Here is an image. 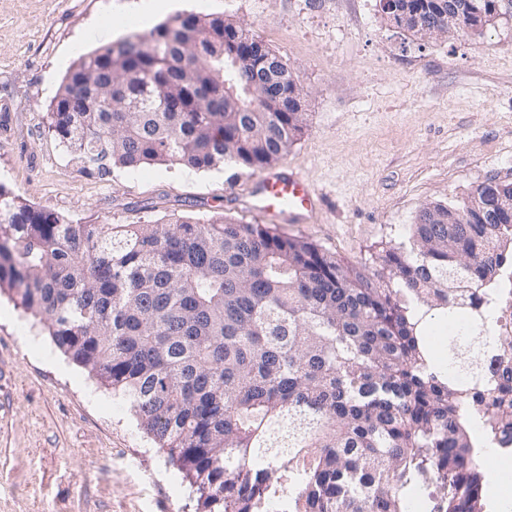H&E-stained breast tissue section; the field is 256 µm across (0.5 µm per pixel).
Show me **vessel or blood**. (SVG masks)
Here are the masks:
<instances>
[{
  "label": "vessel or blood",
  "mask_w": 512,
  "mask_h": 512,
  "mask_svg": "<svg viewBox=\"0 0 512 512\" xmlns=\"http://www.w3.org/2000/svg\"><path fill=\"white\" fill-rule=\"evenodd\" d=\"M318 204L316 190L301 175L277 173L256 180L250 206L287 224H307Z\"/></svg>",
  "instance_id": "vessel-or-blood-1"
}]
</instances>
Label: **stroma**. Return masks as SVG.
<instances>
[{
	"mask_svg": "<svg viewBox=\"0 0 512 512\" xmlns=\"http://www.w3.org/2000/svg\"><path fill=\"white\" fill-rule=\"evenodd\" d=\"M137 0H0V184L81 224H147L221 211L351 262L399 240L427 202L512 182V0L492 25L421 40L379 0H178L221 15L288 63L308 122L274 172L322 196L307 224L250 211L255 176L142 165L107 173L71 160L48 108L93 31ZM182 474L121 396L51 342L0 292V512H195Z\"/></svg>",
	"mask_w": 512,
	"mask_h": 512,
	"instance_id": "1",
	"label": "stroma"
}]
</instances>
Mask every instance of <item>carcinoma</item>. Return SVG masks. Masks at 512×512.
<instances>
[{"label": "carcinoma", "mask_w": 512, "mask_h": 512, "mask_svg": "<svg viewBox=\"0 0 512 512\" xmlns=\"http://www.w3.org/2000/svg\"><path fill=\"white\" fill-rule=\"evenodd\" d=\"M500 0H476L498 15ZM451 0L381 12L434 24ZM224 20L180 13L72 66L48 129L86 167L276 164L308 113L296 78L249 94L272 53ZM112 78V91L101 81ZM83 95L92 112L70 111ZM512 278V183L481 206L426 203L398 243L350 263L215 212L78 224L0 184V290L121 395L188 481L198 512H493L484 459L512 451V333L486 314ZM448 328L442 355L420 312Z\"/></svg>", "instance_id": "cac0c4a2"}]
</instances>
